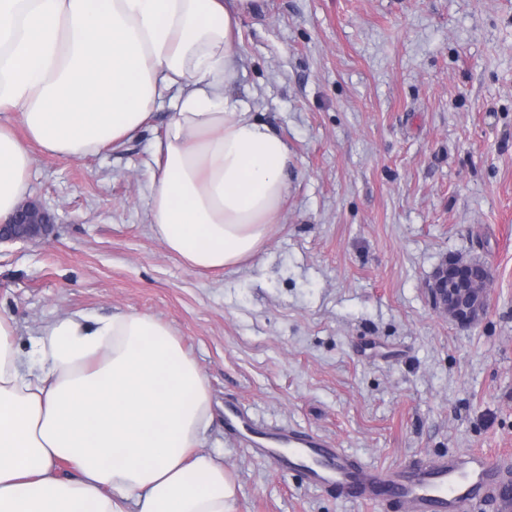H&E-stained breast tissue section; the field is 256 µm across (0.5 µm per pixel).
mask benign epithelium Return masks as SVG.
I'll list each match as a JSON object with an SVG mask.
<instances>
[{
  "instance_id": "7a95c632",
  "label": "benign epithelium",
  "mask_w": 512,
  "mask_h": 512,
  "mask_svg": "<svg viewBox=\"0 0 512 512\" xmlns=\"http://www.w3.org/2000/svg\"><path fill=\"white\" fill-rule=\"evenodd\" d=\"M52 223L53 217L43 206L25 204L11 223L0 225V243L44 237ZM490 280L485 262L452 255L436 268L429 290L435 305L458 326L467 328L478 323L486 311Z\"/></svg>"
}]
</instances>
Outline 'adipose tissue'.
<instances>
[{"mask_svg": "<svg viewBox=\"0 0 512 512\" xmlns=\"http://www.w3.org/2000/svg\"><path fill=\"white\" fill-rule=\"evenodd\" d=\"M260 3L0 0V223L29 192L31 147L99 153L166 96L153 233L196 269L254 257L280 222L291 160L233 94L240 20ZM210 420L206 376L156 317L76 312L24 356L0 316V512H233L235 484L203 450Z\"/></svg>", "mask_w": 512, "mask_h": 512, "instance_id": "1", "label": "adipose tissue"}]
</instances>
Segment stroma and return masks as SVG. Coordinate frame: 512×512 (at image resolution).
Listing matches in <instances>:
<instances>
[{
  "mask_svg": "<svg viewBox=\"0 0 512 512\" xmlns=\"http://www.w3.org/2000/svg\"><path fill=\"white\" fill-rule=\"evenodd\" d=\"M235 95L291 149L282 222L246 263L201 271L148 224L153 142L33 149L49 237L0 245L18 340L72 312L168 324L205 374L206 448L234 512H396L337 498L224 431V408L316 432L385 469L484 451L512 468V0H264L241 21ZM461 254L492 283L462 328L428 293Z\"/></svg>",
  "mask_w": 512,
  "mask_h": 512,
  "instance_id": "obj_1",
  "label": "stroma"
}]
</instances>
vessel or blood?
I'll use <instances>...</instances> for the list:
<instances>
[{
    "label": "vessel or blood",
    "mask_w": 512,
    "mask_h": 512,
    "mask_svg": "<svg viewBox=\"0 0 512 512\" xmlns=\"http://www.w3.org/2000/svg\"><path fill=\"white\" fill-rule=\"evenodd\" d=\"M227 432L255 457L281 471L302 473L338 497L367 504L386 503L398 512H466L486 501L502 483L496 460L473 451L394 469L358 463L323 436L295 428L268 429L236 407L224 410Z\"/></svg>",
    "instance_id": "b4317fda"
}]
</instances>
